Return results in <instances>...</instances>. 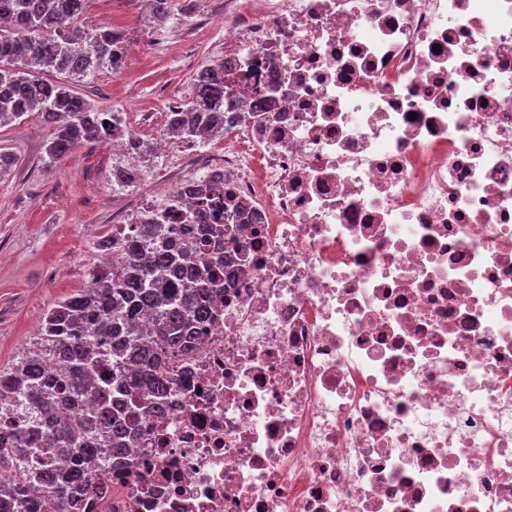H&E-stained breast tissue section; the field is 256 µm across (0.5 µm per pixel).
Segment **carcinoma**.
I'll return each mask as SVG.
<instances>
[{
  "instance_id": "cac0c4a2",
  "label": "carcinoma",
  "mask_w": 512,
  "mask_h": 512,
  "mask_svg": "<svg viewBox=\"0 0 512 512\" xmlns=\"http://www.w3.org/2000/svg\"><path fill=\"white\" fill-rule=\"evenodd\" d=\"M92 0H0V126L36 115L52 126L48 167L75 148L119 135L116 112H101L65 82L43 73L94 76L126 61L127 39L107 25L79 20ZM195 0H148L154 26L174 12L194 13ZM224 105V70L205 67L194 77L193 99L168 114L169 132L205 143L224 128L214 113ZM191 192L204 196L192 213L169 204L145 224L112 231L99 243L112 262L89 270L82 290L51 307L39 336L12 366L0 371V512H41L42 491L64 512H80L99 493L100 462L119 466L133 445L130 418L165 413L163 363L187 349L207 314L206 299L222 278L209 257L223 237L214 212L223 210L217 180ZM169 219L192 228L195 244L170 236ZM146 321L153 333H134ZM54 358L60 371L49 374ZM138 368L129 372L128 362Z\"/></svg>"
}]
</instances>
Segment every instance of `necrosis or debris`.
<instances>
[{
	"label": "necrosis or debris",
	"instance_id": "1",
	"mask_svg": "<svg viewBox=\"0 0 512 512\" xmlns=\"http://www.w3.org/2000/svg\"><path fill=\"white\" fill-rule=\"evenodd\" d=\"M234 231L94 512H512V0H230Z\"/></svg>",
	"mask_w": 512,
	"mask_h": 512
}]
</instances>
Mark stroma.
<instances>
[{"label": "stroma", "mask_w": 512, "mask_h": 512, "mask_svg": "<svg viewBox=\"0 0 512 512\" xmlns=\"http://www.w3.org/2000/svg\"><path fill=\"white\" fill-rule=\"evenodd\" d=\"M143 14L141 0H93L87 21L126 33V65L71 86L95 108L122 113L129 127L148 134L165 125L170 104L223 48L224 0H212L195 23L171 20L164 46L155 43ZM51 132L34 115L0 127V150L17 159L15 170L0 177V369L18 360L48 309L84 287L97 242L111 236L118 214L157 190L168 163L164 156L145 158L131 187L113 184L118 157L108 146L78 147L48 168Z\"/></svg>", "instance_id": "stroma-1"}]
</instances>
